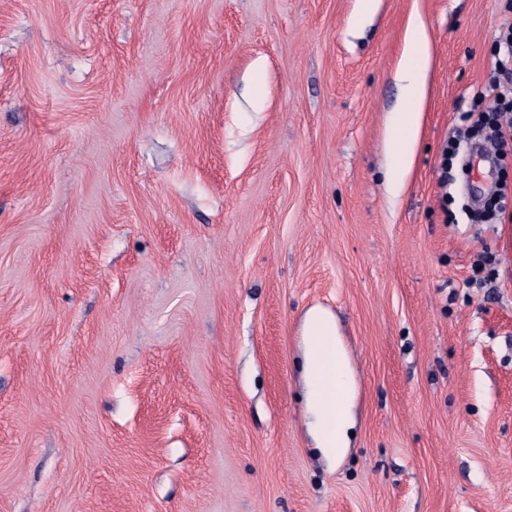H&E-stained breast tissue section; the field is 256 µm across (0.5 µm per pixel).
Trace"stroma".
Here are the masks:
<instances>
[{
	"instance_id": "1",
	"label": "stroma",
	"mask_w": 512,
	"mask_h": 512,
	"mask_svg": "<svg viewBox=\"0 0 512 512\" xmlns=\"http://www.w3.org/2000/svg\"><path fill=\"white\" fill-rule=\"evenodd\" d=\"M511 26L512 0H0V512H512V195L477 224L440 180ZM317 305L356 387L333 464ZM429 51V41L423 23L411 22L397 73L399 80L404 84L408 107L403 112H395L390 133L394 149H400L402 145L412 143L418 137ZM302 341L310 431L319 454L336 463L350 446L355 394L335 316L324 308H310L302 325Z\"/></svg>"
}]
</instances>
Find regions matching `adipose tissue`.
I'll return each mask as SVG.
<instances>
[{
  "label": "adipose tissue",
  "instance_id": "1",
  "mask_svg": "<svg viewBox=\"0 0 512 512\" xmlns=\"http://www.w3.org/2000/svg\"><path fill=\"white\" fill-rule=\"evenodd\" d=\"M429 51L423 23H410L398 69L408 106L396 113L392 122L393 148H401L418 137ZM302 341L310 431L319 454L333 463L347 453L355 426L354 383L335 316L320 307L310 308L302 325Z\"/></svg>",
  "mask_w": 512,
  "mask_h": 512
}]
</instances>
